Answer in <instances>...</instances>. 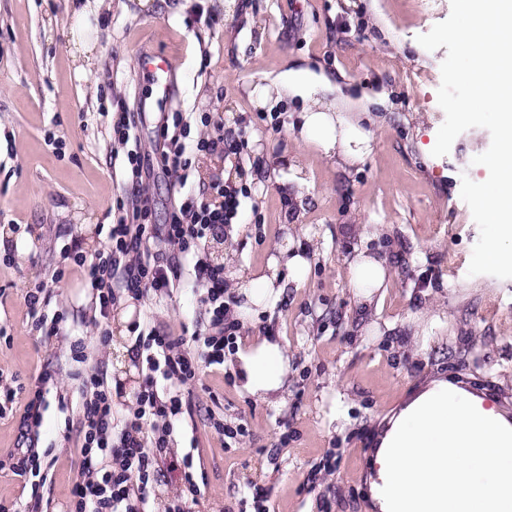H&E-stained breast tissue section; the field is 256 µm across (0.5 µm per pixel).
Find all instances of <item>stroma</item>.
<instances>
[{"label":"stroma","mask_w":512,"mask_h":512,"mask_svg":"<svg viewBox=\"0 0 512 512\" xmlns=\"http://www.w3.org/2000/svg\"><path fill=\"white\" fill-rule=\"evenodd\" d=\"M73 10V0H0V376L24 386L44 367L56 376L35 429L38 448L56 457L38 492L41 512H58L79 476L67 438L79 412L70 345L78 336L96 342L91 290L69 247L79 237L94 251L131 211L132 150L159 226L212 175L234 183L239 170H259L241 223L218 246L229 286L292 252L309 262L301 273L280 267L279 300L251 307L243 323V335L268 328L284 345L283 403L250 395L232 360L205 373L193 420L175 425L173 454L192 453L204 477L203 512H244L253 485L271 512H372L368 461L380 424L435 378L512 412V279L469 275L480 231L460 196L462 176L487 179L472 159L491 137L472 128L447 155L431 154L445 119L437 90L447 50L417 38L449 16L450 0H104L84 22ZM78 40L93 47L85 70L73 57ZM142 53L170 62L167 95L139 70ZM299 71L325 101L381 99L376 112L355 115L374 135L355 165L331 164L296 141L290 126L306 102L288 84ZM122 111L132 122L125 144L112 137ZM163 112L192 115L184 140L192 167L178 189L160 163ZM206 118L245 131L237 158L220 164L195 153ZM357 248L387 262L369 307L350 286ZM41 285L50 310L67 318L47 340L31 331L24 302ZM202 292L184 286L154 310L121 302L110 326L136 328L149 311L175 331L203 325ZM213 414L247 424L249 438L224 448ZM326 457L331 472L310 487L309 469Z\"/></svg>","instance_id":"obj_1"}]
</instances>
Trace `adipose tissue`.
<instances>
[{
    "instance_id": "adipose-tissue-1",
    "label": "adipose tissue",
    "mask_w": 512,
    "mask_h": 512,
    "mask_svg": "<svg viewBox=\"0 0 512 512\" xmlns=\"http://www.w3.org/2000/svg\"><path fill=\"white\" fill-rule=\"evenodd\" d=\"M300 118L299 141L325 158L354 161L371 148V132L345 113ZM349 267L356 297L372 304L384 260L358 250ZM238 359L248 392L267 401L283 393L288 358L278 340L255 337ZM369 467L374 512H512V416L494 398L432 380L389 418Z\"/></svg>"
}]
</instances>
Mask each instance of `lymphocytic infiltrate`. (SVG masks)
<instances>
[{
    "instance_id": "1",
    "label": "lymphocytic infiltrate",
    "mask_w": 512,
    "mask_h": 512,
    "mask_svg": "<svg viewBox=\"0 0 512 512\" xmlns=\"http://www.w3.org/2000/svg\"><path fill=\"white\" fill-rule=\"evenodd\" d=\"M247 187H236L214 178L201 199L173 206L164 227L146 223L149 199L138 194L131 216L110 225L105 242L86 253L80 240H73L74 262L88 275L94 304L99 344H106L108 320L123 298L162 304L171 300L186 279L206 285L201 303L208 316L205 325L192 332L174 333L146 325L139 339L142 380L131 403L116 407L102 369L88 367L84 339H76L70 356L78 368L73 374L81 394L77 448L80 477L66 501L65 512H147L153 484L161 471L180 473L181 495L168 512H195L201 489L195 478L192 455L177 457L168 449L177 417L190 414V395L206 369L224 365L238 350L242 324L234 311L233 297L224 280V267L212 262L208 245L220 241L226 228L240 218V199ZM163 237L173 247L174 257L152 253L150 242ZM24 301L32 330L42 337L59 335L64 316L49 313L46 288L26 291ZM51 371H43L28 391L0 387V408L27 394V415L22 422L14 453L0 458V471L8 470L39 489L47 477L45 454L29 441L40 421V408L50 385Z\"/></svg>"
}]
</instances>
